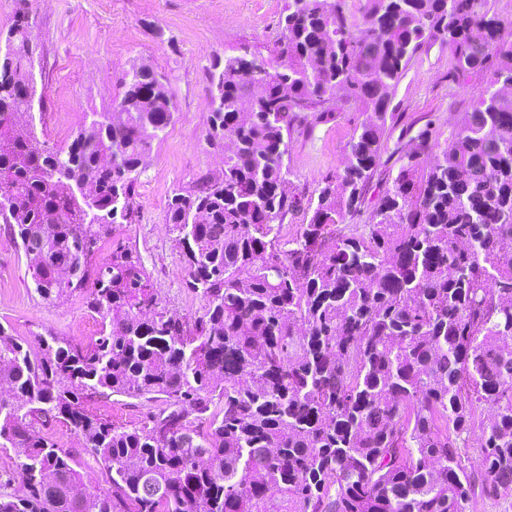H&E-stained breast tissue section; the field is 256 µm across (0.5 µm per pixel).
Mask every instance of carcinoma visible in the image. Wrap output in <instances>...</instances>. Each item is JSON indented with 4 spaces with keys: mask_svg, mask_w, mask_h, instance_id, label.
Masks as SVG:
<instances>
[{
    "mask_svg": "<svg viewBox=\"0 0 512 512\" xmlns=\"http://www.w3.org/2000/svg\"><path fill=\"white\" fill-rule=\"evenodd\" d=\"M436 41L457 78L490 79L448 138L418 134L368 221L348 224L388 105ZM37 51L29 22L0 33V223L40 298L88 289L100 330L83 345L0 324V452L14 453L0 512H470L512 497V33L490 0H365L357 20L344 0H288L267 68L248 47L214 60L206 143L222 168L166 215L204 301L191 318L162 305L137 250L119 242L92 264L136 221L140 168L175 111L168 76L134 67L56 148L31 112ZM339 92L364 119L304 202L288 135ZM297 211L307 222L283 235ZM74 264L77 279L60 274ZM111 397L163 405L130 427L98 414ZM52 422L107 487L43 432ZM43 431L47 433L50 439L60 448H67L72 452L79 463V466H76L77 470L87 475L93 484L100 483L104 485L99 465L95 462L94 458L83 449L80 437L69 425L54 422L44 428Z\"/></svg>",
    "mask_w": 512,
    "mask_h": 512,
    "instance_id": "obj_1",
    "label": "carcinoma"
}]
</instances>
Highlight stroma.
<instances>
[{"label": "stroma", "instance_id": "stroma-1", "mask_svg": "<svg viewBox=\"0 0 512 512\" xmlns=\"http://www.w3.org/2000/svg\"><path fill=\"white\" fill-rule=\"evenodd\" d=\"M287 3L35 0L33 4V33L39 44L35 74L43 94L44 138L49 144L67 145L78 129L77 123H60V113L108 109L132 66L146 63L170 78L175 111L143 165L134 198L139 218L122 225L114 241L103 242L96 258H110L116 241L135 247L159 298L179 314L197 315L203 302L187 288V274L166 225L168 203L175 190L193 187L200 177L222 166L205 141L210 116L208 69L216 57L243 45L266 50ZM487 81L483 72L457 78L447 46L423 47L409 63L389 106L394 119L367 200L375 201L379 191L391 184L421 129L429 127L447 137ZM362 119L361 112L340 96L322 122L295 126L285 158L295 195L305 201L316 198L325 178L341 170L346 145ZM0 325L23 338L50 331L83 344L99 333L85 291L53 303L42 301L27 259L4 224H0ZM46 432L55 444L72 452L82 473L93 483L101 482L99 465L70 426L54 422Z\"/></svg>", "mask_w": 512, "mask_h": 512}]
</instances>
